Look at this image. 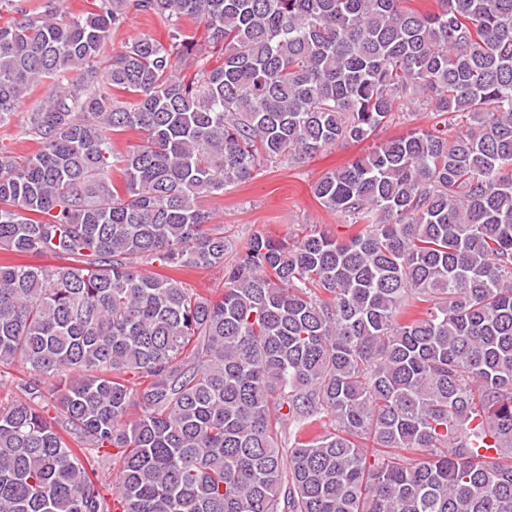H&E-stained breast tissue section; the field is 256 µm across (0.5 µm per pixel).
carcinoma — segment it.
Wrapping results in <instances>:
<instances>
[{"label":"carcinoma","instance_id":"carcinoma-1","mask_svg":"<svg viewBox=\"0 0 512 512\" xmlns=\"http://www.w3.org/2000/svg\"><path fill=\"white\" fill-rule=\"evenodd\" d=\"M61 2L0 0L36 145L0 152V250L59 260L0 266V512H512V0ZM133 14L168 44L106 53ZM416 102L445 132L312 185L345 238L234 250L199 204ZM139 268L148 273H162L176 277L187 288H193L200 292H211L220 289L224 279V272L221 269H194L183 268L179 271H171L154 264L141 262ZM10 373H2L0 377V404L9 405L15 400H21L23 395L17 386V378L25 374L26 369L22 367H13Z\"/></svg>","mask_w":512,"mask_h":512}]
</instances>
